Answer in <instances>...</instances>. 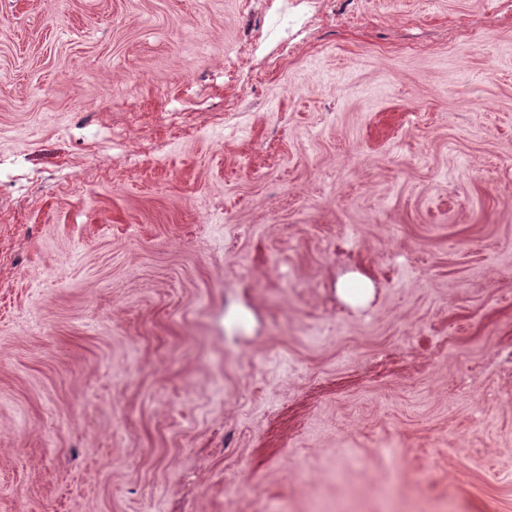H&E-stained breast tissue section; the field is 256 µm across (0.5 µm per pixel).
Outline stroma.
I'll return each mask as SVG.
<instances>
[{
    "instance_id": "obj_1",
    "label": "stroma",
    "mask_w": 512,
    "mask_h": 512,
    "mask_svg": "<svg viewBox=\"0 0 512 512\" xmlns=\"http://www.w3.org/2000/svg\"><path fill=\"white\" fill-rule=\"evenodd\" d=\"M0 0V512H512V0Z\"/></svg>"
}]
</instances>
